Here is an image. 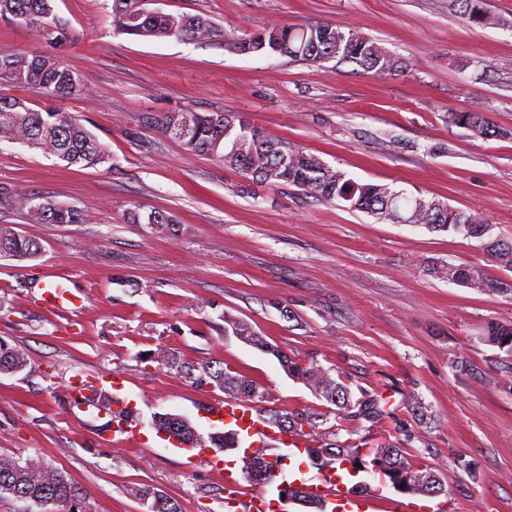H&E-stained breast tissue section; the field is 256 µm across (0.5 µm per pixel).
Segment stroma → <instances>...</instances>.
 Instances as JSON below:
<instances>
[{
  "label": "stroma",
  "mask_w": 512,
  "mask_h": 512,
  "mask_svg": "<svg viewBox=\"0 0 512 512\" xmlns=\"http://www.w3.org/2000/svg\"><path fill=\"white\" fill-rule=\"evenodd\" d=\"M106 2L55 0L70 31L57 53L83 75L86 95L53 102L0 81V96L71 113L112 157L108 166L68 167L0 141V186L87 217L30 224L0 207V226L41 246L32 260L0 258V339L30 361L0 374V454L39 455L65 469L91 512H147L143 488L173 498L179 512H232L223 484L187 468L153 426L158 415L180 414L200 433L221 431L209 407L223 393L185 382L156 362L157 350L223 364L287 411L327 404L275 357L225 335L230 313L294 361L335 368L351 390L380 398L388 417L351 423L354 439L371 446L410 429L408 453L442 471L448 492L437 498L360 474L369 512H512V357L482 340L490 323H512V297L435 279L427 267L464 263L494 280L512 272L477 240L379 223L340 201L257 183L147 125L160 112L239 113L349 178L479 213L493 236L512 238V139L447 122L451 112H483L512 128V0H488L505 20L494 28L468 23L448 0H159L163 12L210 17L224 36L208 44L116 33ZM309 22L357 27L412 67L379 78L353 64L224 45ZM154 211L172 215L175 230L147 224ZM54 275L85 295L82 309L44 307ZM104 373L122 376L119 396L143 445L102 443L111 415L70 404L75 376ZM413 395L423 417L404 406Z\"/></svg>",
  "instance_id": "1"
}]
</instances>
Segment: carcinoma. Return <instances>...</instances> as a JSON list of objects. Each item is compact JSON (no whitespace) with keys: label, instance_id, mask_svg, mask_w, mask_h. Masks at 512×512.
<instances>
[{"label":"carcinoma","instance_id":"cac0c4a2","mask_svg":"<svg viewBox=\"0 0 512 512\" xmlns=\"http://www.w3.org/2000/svg\"><path fill=\"white\" fill-rule=\"evenodd\" d=\"M136 0H111L113 29L144 39H171L206 44L224 37L223 31L204 15L158 12L141 14ZM452 7L468 22L489 26L502 19L490 11L486 0H454ZM19 18L34 26L49 43L59 46L68 39V27L55 12L52 0H0V18ZM224 46L242 54H278L295 61L319 65L334 60L355 63L376 77L403 72L407 65L388 53L377 42L353 27L335 23L272 26L249 32ZM0 79L21 88L33 89L50 99H70L89 91L81 75L65 66L52 53L28 54L0 49ZM448 124L465 128L475 137L491 132L483 112H450ZM150 125L178 141L186 150L211 155L224 165L273 187L292 185L316 200L342 201L353 210L368 213L389 224H414L433 231L462 234L475 238L499 267L512 270V239L485 240L491 225L474 214L455 209L436 198L408 196L386 184L358 182L318 157L280 140L242 116L222 112H164L151 118ZM23 143L41 153L57 158L68 166H96L110 160V155L69 113L60 110L38 112L18 98L0 97V140ZM0 201L21 210L30 224H81L82 210L74 205L42 199L25 192L0 188ZM40 252L39 243L7 228H0V257L18 261L33 259ZM430 276L478 291L512 294V283L492 280L478 267L465 264H441L427 268ZM224 335L263 352L273 354L289 376L303 381L316 396L336 407V414L351 421L377 423L384 417L375 400L367 393L356 397L346 384L338 381L332 369L319 364L301 365L288 354L270 345L251 324L230 313L224 314ZM484 341L512 357V324L495 323L487 328ZM160 361L177 370L193 384L218 388L228 398L261 403V385L246 377L211 364H186L167 350L158 352ZM29 366L24 350L0 340V373H18ZM263 412L281 430L308 434L315 445L305 449L317 469L336 470L342 478H355L364 470H378L397 491L411 495L437 496L447 493L443 473L428 464L411 460L404 439L385 440L373 448L339 438L328 426L323 411L288 412L265 408ZM155 428L183 442H193L200 433L180 416L166 414L155 418ZM211 445L232 454L244 440L232 430L208 435ZM285 456L272 459L239 456L242 473L250 481L266 486L283 469ZM150 501L149 512H178L177 504L165 494L150 489L139 491ZM0 499L24 503L21 512H85L80 489L67 473L53 467L40 456L26 458L0 455Z\"/></svg>","mask_w":512,"mask_h":512}]
</instances>
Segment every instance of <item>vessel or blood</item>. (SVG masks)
Here are the masks:
<instances>
[{"label":"vessel or blood","mask_w":512,"mask_h":512,"mask_svg":"<svg viewBox=\"0 0 512 512\" xmlns=\"http://www.w3.org/2000/svg\"><path fill=\"white\" fill-rule=\"evenodd\" d=\"M43 296L46 302L66 310L82 302L81 297L71 293L59 280L52 281L44 290ZM118 383V377L112 374L101 375L88 387L74 381L67 388L68 396L72 401L87 406L94 403L96 394L103 392L105 386H115ZM212 413L217 419L232 424L239 430L248 440L251 453L257 457L266 456L269 447L278 443L297 449L307 448L312 444L307 436L282 432L248 401L218 400L212 407ZM186 465L190 468L198 465L207 467L211 475L223 481L225 502L230 504L238 500V480L225 468L223 459L211 453L205 443L188 446ZM304 490L312 496L337 502L341 512H362L367 504L366 498L346 496L340 477L330 470L318 472L305 485Z\"/></svg>","instance_id":"obj_1"}]
</instances>
